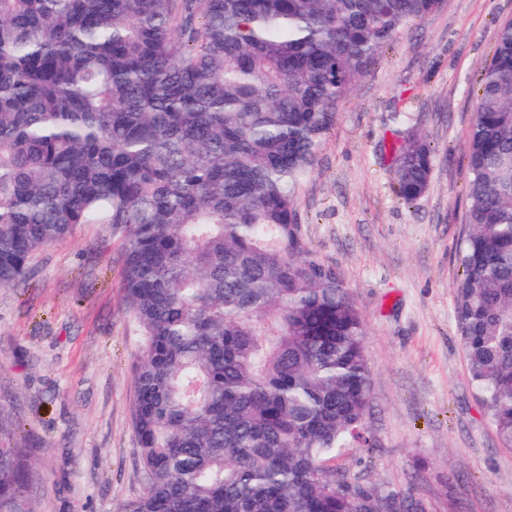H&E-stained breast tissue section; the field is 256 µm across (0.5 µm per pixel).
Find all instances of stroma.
<instances>
[{
  "label": "stroma",
  "mask_w": 512,
  "mask_h": 512,
  "mask_svg": "<svg viewBox=\"0 0 512 512\" xmlns=\"http://www.w3.org/2000/svg\"><path fill=\"white\" fill-rule=\"evenodd\" d=\"M512 0H443L404 26L357 80L300 183L302 233L333 265L366 326L375 445L335 466L424 512H512V449L473 393L454 317L471 88ZM422 134L426 193L404 202L392 145ZM124 251L80 224L0 288V421L26 448L37 512H118L140 492L131 407L141 332Z\"/></svg>",
  "instance_id": "1"
}]
</instances>
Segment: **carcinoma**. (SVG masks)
Masks as SVG:
<instances>
[{
  "mask_svg": "<svg viewBox=\"0 0 512 512\" xmlns=\"http://www.w3.org/2000/svg\"><path fill=\"white\" fill-rule=\"evenodd\" d=\"M441 2L0 0V288L77 224L121 238L142 492L119 512H420L325 468L372 446L374 370L297 189L358 77ZM473 95L454 313L511 449L512 20ZM394 154L413 202L432 150ZM30 492L0 443V512H35Z\"/></svg>",
  "mask_w": 512,
  "mask_h": 512,
  "instance_id": "carcinoma-1",
  "label": "carcinoma"
}]
</instances>
